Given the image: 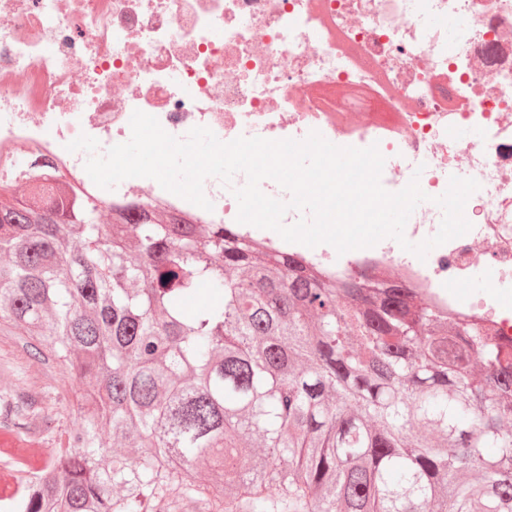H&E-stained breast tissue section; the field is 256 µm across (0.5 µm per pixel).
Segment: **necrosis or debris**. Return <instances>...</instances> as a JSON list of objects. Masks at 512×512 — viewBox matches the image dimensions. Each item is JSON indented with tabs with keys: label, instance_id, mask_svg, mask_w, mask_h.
<instances>
[{
	"label": "necrosis or debris",
	"instance_id": "1",
	"mask_svg": "<svg viewBox=\"0 0 512 512\" xmlns=\"http://www.w3.org/2000/svg\"><path fill=\"white\" fill-rule=\"evenodd\" d=\"M421 14L435 27L420 26ZM452 17L464 23L453 40ZM345 89L359 93L348 110L364 113L359 123L335 108ZM137 110L180 139L204 126L224 142L315 130L378 145L384 188L399 191L416 173L428 196L406 224L410 240L437 233L433 199L450 176L475 179L464 210L472 228L423 259L391 238L340 254L237 222L241 173L228 187L205 180L209 211L150 178L102 189L67 145L82 134L103 151L127 142ZM471 127L483 142L457 137ZM0 152L16 181L56 167L113 205L233 225L323 275L412 289L512 342V313L501 308L512 297V0H0ZM473 277L489 291L462 292Z\"/></svg>",
	"mask_w": 512,
	"mask_h": 512
}]
</instances>
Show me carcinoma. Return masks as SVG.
I'll return each mask as SVG.
<instances>
[{
  "label": "carcinoma",
  "mask_w": 512,
  "mask_h": 512,
  "mask_svg": "<svg viewBox=\"0 0 512 512\" xmlns=\"http://www.w3.org/2000/svg\"><path fill=\"white\" fill-rule=\"evenodd\" d=\"M99 214L67 182L0 185V324L83 377L88 406L15 512L172 510L201 467L223 512H512L511 343L223 224ZM59 410L1 392L0 428Z\"/></svg>",
  "instance_id": "1"
}]
</instances>
